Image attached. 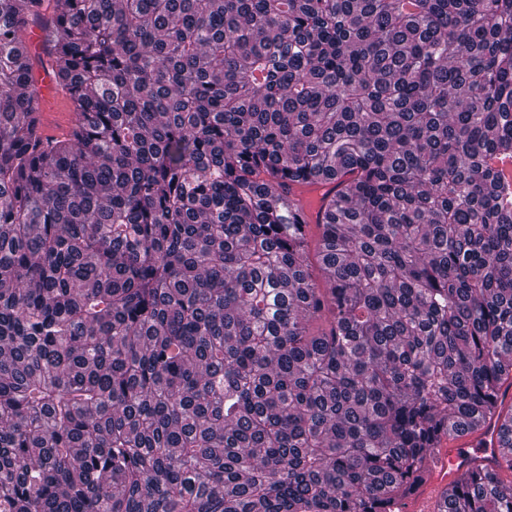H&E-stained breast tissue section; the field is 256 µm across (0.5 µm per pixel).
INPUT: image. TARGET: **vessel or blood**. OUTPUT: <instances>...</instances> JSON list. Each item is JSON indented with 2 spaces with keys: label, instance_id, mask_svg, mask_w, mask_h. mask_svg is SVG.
<instances>
[{
  "label": "vessel or blood",
  "instance_id": "obj_1",
  "mask_svg": "<svg viewBox=\"0 0 512 512\" xmlns=\"http://www.w3.org/2000/svg\"><path fill=\"white\" fill-rule=\"evenodd\" d=\"M34 86L33 108L40 134L50 137L69 130L64 113L70 101L69 92L53 84L44 69L36 71ZM324 192V186L317 183L294 184L284 194L283 200L287 206L300 210L306 222L312 224L316 221L315 213ZM501 455L497 436L489 428L444 438L428 462L427 477L410 497L409 512H437L438 504L448 495L460 475L481 466H490Z\"/></svg>",
  "mask_w": 512,
  "mask_h": 512
}]
</instances>
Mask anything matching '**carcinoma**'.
<instances>
[{
    "mask_svg": "<svg viewBox=\"0 0 512 512\" xmlns=\"http://www.w3.org/2000/svg\"><path fill=\"white\" fill-rule=\"evenodd\" d=\"M51 5L0 0V512H396L512 448V0ZM438 512H512V456ZM49 67L35 71V97L33 100V108L38 118V129L40 134L45 137L56 136L60 131H68L70 125L66 120L72 118L71 112H47L45 101L51 100L53 103V111L67 107L71 101L70 93L56 86L50 80L48 75ZM55 117L57 119L53 120ZM327 190V187L317 183L293 184L287 194L282 192L280 194L287 206L303 213L307 224H315V213ZM502 451L492 428L444 438L441 447L428 461L427 477L409 497L412 507L408 511L438 512L437 505L448 495L460 475L481 466L493 467L492 461L500 459Z\"/></svg>",
    "mask_w": 512,
    "mask_h": 512,
    "instance_id": "carcinoma-1",
    "label": "carcinoma"
}]
</instances>
